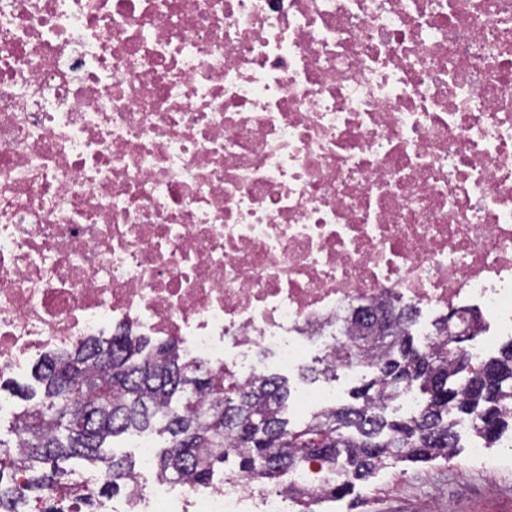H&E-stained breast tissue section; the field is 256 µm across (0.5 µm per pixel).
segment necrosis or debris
Here are the masks:
<instances>
[{
    "label": "necrosis or debris",
    "mask_w": 512,
    "mask_h": 512,
    "mask_svg": "<svg viewBox=\"0 0 512 512\" xmlns=\"http://www.w3.org/2000/svg\"><path fill=\"white\" fill-rule=\"evenodd\" d=\"M412 310L512 335V0H0V378L107 333L245 382ZM102 512H288L160 478Z\"/></svg>",
    "instance_id": "1"
}]
</instances>
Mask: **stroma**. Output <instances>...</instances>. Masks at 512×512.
<instances>
[{"mask_svg":"<svg viewBox=\"0 0 512 512\" xmlns=\"http://www.w3.org/2000/svg\"><path fill=\"white\" fill-rule=\"evenodd\" d=\"M266 373L281 374L290 391L334 389L338 401L352 403L357 379L345 371L324 378L304 369H281L266 364ZM468 436L459 439L454 464L399 463L380 469L366 483L337 502L338 512H512V466L491 470L469 465Z\"/></svg>","mask_w":512,"mask_h":512,"instance_id":"obj_1","label":"stroma"}]
</instances>
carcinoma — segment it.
Returning a JSON list of instances; mask_svg holds the SVG:
<instances>
[{
	"label": "carcinoma",
	"mask_w": 512,
	"mask_h": 512,
	"mask_svg": "<svg viewBox=\"0 0 512 512\" xmlns=\"http://www.w3.org/2000/svg\"><path fill=\"white\" fill-rule=\"evenodd\" d=\"M411 326L410 316H395L372 338L364 315L362 332L340 351V366L318 370L331 377L340 368L369 371L357 403L323 409L298 427L284 418L288 388L278 378L233 383L235 392L220 396L216 383L229 382L224 369L205 377V366L183 360L174 343L146 354L140 339L115 335L47 356L36 369L42 398L17 416L13 438H0V512H26L32 501L53 499L68 480L59 462L72 458L105 472L98 494L120 489L133 467L106 454L105 443L156 425L169 436L156 461L161 476L205 484L230 457L247 479H279L314 461L334 471L340 462L344 476L327 489L337 498L393 462L451 457L457 435L450 413L496 442L512 424V342L500 356L474 363L448 338V319L436 325L437 342L421 348ZM102 384L111 392L107 402L98 393ZM413 386L421 412L397 418L381 409L382 400Z\"/></svg>",
	"instance_id": "cac0c4a2"
}]
</instances>
